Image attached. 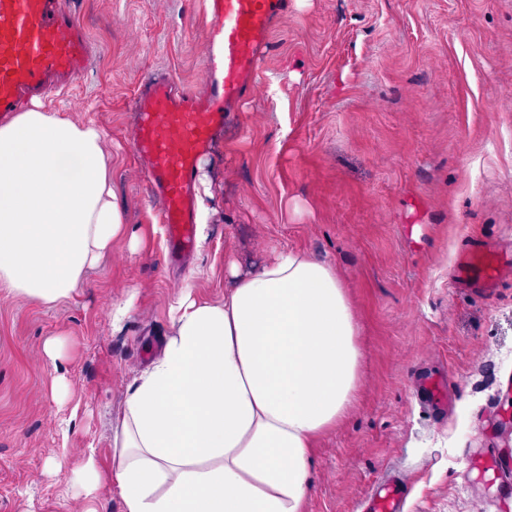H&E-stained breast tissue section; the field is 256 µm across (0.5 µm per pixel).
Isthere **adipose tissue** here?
Wrapping results in <instances>:
<instances>
[{
	"label": "adipose tissue",
	"mask_w": 512,
	"mask_h": 512,
	"mask_svg": "<svg viewBox=\"0 0 512 512\" xmlns=\"http://www.w3.org/2000/svg\"><path fill=\"white\" fill-rule=\"evenodd\" d=\"M102 131L42 106L0 125V292L64 303L127 232ZM362 326L333 262L269 249L220 300L183 291L112 422V465L72 470L124 512H305L319 439L357 398Z\"/></svg>",
	"instance_id": "adipose-tissue-1"
}]
</instances>
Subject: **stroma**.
I'll list each match as a JSON object with an SVG mask.
<instances>
[{
  "label": "stroma",
  "instance_id": "35a3bbf8",
  "mask_svg": "<svg viewBox=\"0 0 512 512\" xmlns=\"http://www.w3.org/2000/svg\"><path fill=\"white\" fill-rule=\"evenodd\" d=\"M70 7L93 57L45 103L102 129L142 244L115 245L66 304L0 295V512H81L51 458L91 450L110 468L112 419L184 285L223 298L229 265L248 272L273 244L334 262L362 323L359 397L315 452L307 512H362L390 476L404 512H512V469L487 481L469 463L512 449V272L489 296L454 282L470 244L512 252V0H290L255 91L198 160L208 225L178 261L128 130L153 75L201 90L204 0ZM129 297L113 325L111 303ZM60 335L54 364L44 345ZM433 376L448 413L421 400Z\"/></svg>",
  "mask_w": 512,
  "mask_h": 512
}]
</instances>
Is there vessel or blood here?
Listing matches in <instances>:
<instances>
[{
  "mask_svg": "<svg viewBox=\"0 0 512 512\" xmlns=\"http://www.w3.org/2000/svg\"><path fill=\"white\" fill-rule=\"evenodd\" d=\"M287 8L288 0H207L210 50L203 91L178 89L161 74L135 94L132 145L159 204L171 255L195 248L197 159L252 90L274 21ZM91 55L92 45L75 25L66 0H0V120L77 78ZM506 267H512V253L477 245L457 257L455 276L488 291ZM369 500L371 512H402L404 484L383 480Z\"/></svg>",
  "mask_w": 512,
  "mask_h": 512,
  "instance_id": "vessel-or-blood-1",
  "label": "vessel or blood"
}]
</instances>
